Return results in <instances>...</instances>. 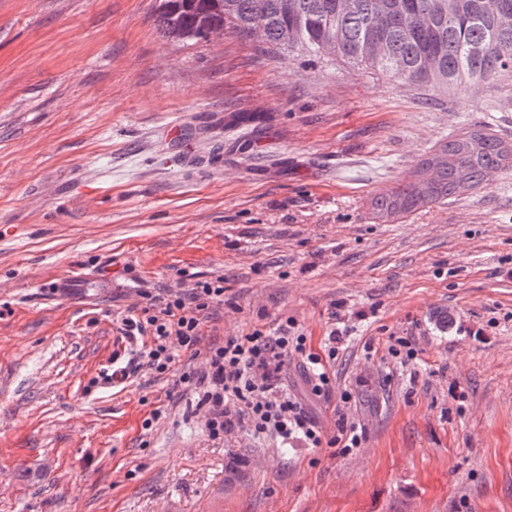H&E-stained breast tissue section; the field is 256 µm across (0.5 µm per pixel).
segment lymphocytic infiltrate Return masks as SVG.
Segmentation results:
<instances>
[{
    "instance_id": "lymphocytic-infiltrate-1",
    "label": "lymphocytic infiltrate",
    "mask_w": 512,
    "mask_h": 512,
    "mask_svg": "<svg viewBox=\"0 0 512 512\" xmlns=\"http://www.w3.org/2000/svg\"><path fill=\"white\" fill-rule=\"evenodd\" d=\"M223 300L224 280L220 277L196 282L189 292L161 300L142 293L135 306L137 315L127 319L126 325L129 330L150 335L143 352L145 365L159 373L168 371L178 349L189 350L197 344L205 311ZM339 341V336H329L323 352L318 353L308 346L305 336L292 333L288 324L272 330L256 327L210 348L205 371L183 374L181 380L198 389L199 403L207 410L205 429L211 438L243 427L258 438L307 448L339 446L348 453L362 444L357 426H340L336 436H328L284 382L289 359H297L308 373L311 394L331 399L336 394L331 364ZM339 397L344 403L350 400L346 393Z\"/></svg>"
}]
</instances>
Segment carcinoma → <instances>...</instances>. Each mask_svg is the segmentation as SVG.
<instances>
[{"mask_svg": "<svg viewBox=\"0 0 512 512\" xmlns=\"http://www.w3.org/2000/svg\"><path fill=\"white\" fill-rule=\"evenodd\" d=\"M165 0L157 30L182 42L208 40L232 26L268 47L331 55L446 95L512 73V0ZM434 169L374 198L384 217L443 202L512 170V145L477 125L421 161Z\"/></svg>", "mask_w": 512, "mask_h": 512, "instance_id": "obj_1", "label": "carcinoma"}]
</instances>
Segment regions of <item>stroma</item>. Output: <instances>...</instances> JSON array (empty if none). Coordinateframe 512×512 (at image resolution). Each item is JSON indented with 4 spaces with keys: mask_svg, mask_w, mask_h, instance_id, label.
Instances as JSON below:
<instances>
[{
    "mask_svg": "<svg viewBox=\"0 0 512 512\" xmlns=\"http://www.w3.org/2000/svg\"><path fill=\"white\" fill-rule=\"evenodd\" d=\"M156 2L0 0V512H512V171L372 208L470 125L512 144V78L441 96L230 29L168 40ZM100 271L94 298L47 289ZM217 277L196 352L137 366L139 292ZM288 319L317 352L344 336L350 404L295 361L288 385L328 434L361 427L353 452L211 439L179 381Z\"/></svg>",
    "mask_w": 512,
    "mask_h": 512,
    "instance_id": "1",
    "label": "stroma"
}]
</instances>
